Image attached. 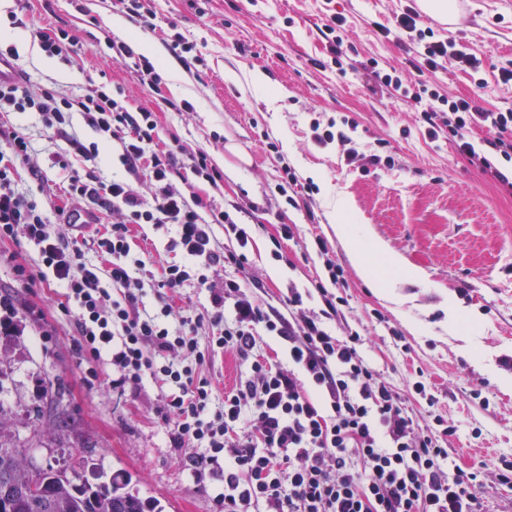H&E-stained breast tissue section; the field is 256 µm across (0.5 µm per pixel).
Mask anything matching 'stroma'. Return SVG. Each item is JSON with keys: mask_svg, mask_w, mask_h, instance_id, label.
<instances>
[{"mask_svg": "<svg viewBox=\"0 0 512 512\" xmlns=\"http://www.w3.org/2000/svg\"><path fill=\"white\" fill-rule=\"evenodd\" d=\"M410 0H334L345 18L344 42L354 48L345 72L329 64L321 33L322 0H146L145 13L129 16L121 0H0V50L10 48L32 92L84 95L98 86L123 87L128 111L155 112V148L172 137L203 147L224 173L223 208L238 205L235 218L258 230L248 248V269L263 287L260 299L278 303L289 287L313 288L326 279L325 259L343 270L340 288L350 307L333 325L335 334L358 330L363 358L406 397L420 423L428 407L412 385L423 381L455 432L448 462L480 471L476 494L483 512H512V486L499 479L502 460L512 461V193L487 180L446 140L431 141L416 112L401 99L368 91L364 65L402 67L408 51L381 38L372 21L390 23ZM421 25L463 44L480 59L478 76L456 62L431 80L452 96L480 91L486 109L512 108V85L498 70L512 59V0H456L454 26L424 14ZM67 32L70 56H48L40 35ZM184 36L196 45L188 60L170 44ZM133 47L149 42L162 76L143 85L131 62L116 60L109 41ZM484 78L476 89L475 78ZM192 111H183V103ZM348 117L359 155L347 160L340 143L318 144L313 123ZM14 126L37 151L50 183L65 174L53 158L64 136L48 132L37 116L14 114ZM392 157L395 165L369 166L368 155ZM300 183H313L308 206H288L275 186L283 167ZM294 236L274 245L278 227ZM346 225L362 244L381 241L403 263L422 270L416 284L386 272L391 298L361 278L336 235ZM324 238L328 256L316 252ZM134 256L148 268L183 263L166 230L135 229ZM42 269V256L26 239L0 243V296L18 312L19 343L5 378L0 407L12 430L28 439L36 422L40 381L63 386L68 427L60 440L40 439L37 464L78 471L86 477L129 478L141 498L163 512H216V481L197 482L183 465L186 449L171 447L170 426L159 410V384L143 379L120 392L99 387L73 343V317L61 306L56 285H25L15 264ZM460 315L448 323V301Z\"/></svg>", "mask_w": 512, "mask_h": 512, "instance_id": "obj_1", "label": "stroma"}]
</instances>
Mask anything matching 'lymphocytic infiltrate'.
Segmentation results:
<instances>
[{
  "instance_id": "1",
  "label": "lymphocytic infiltrate",
  "mask_w": 512,
  "mask_h": 512,
  "mask_svg": "<svg viewBox=\"0 0 512 512\" xmlns=\"http://www.w3.org/2000/svg\"><path fill=\"white\" fill-rule=\"evenodd\" d=\"M414 7L397 15L394 26L376 24L383 38L407 43L404 69H385L377 60L366 68L374 87L407 102L419 112L430 137L447 134L457 152L488 178L512 191V177L500 162H512V108L491 111L478 95L441 94L421 72L443 69L448 60L476 70L480 61L450 39L419 28ZM121 88L98 87L87 94L61 97L50 90L35 94L18 84L0 85V113L33 112L46 129L64 134L74 118L101 134L98 142L66 137L54 158L67 174L63 194L76 210L110 215L108 233L86 239L60 233L48 215L51 194L36 198L19 188L18 163L38 174L32 143L0 120V239L25 238L38 246L47 268L41 281L59 284L76 307L74 344L87 359L109 361L101 381L115 390L149 378L165 390L161 415L173 423L174 447L189 448L186 465L193 476L223 478L214 501L222 512H481L475 489L478 475L448 466L452 428L426 393L431 423H415L405 400L361 356L359 332L334 335L332 323L345 317L347 298L330 291L343 271L328 266V283H316L321 305L306 307L298 289L279 305L255 294L259 280L249 276L245 249L249 230L230 213L178 187L183 169L211 187L222 173L209 154L180 140L154 151L153 112L133 113L119 106ZM489 138L474 143L475 130ZM120 148L125 179L106 182L94 172L74 168V160H96L104 145ZM172 227L173 244L185 264L163 269L154 286L164 304L154 316L140 308L145 283L143 259L131 255L134 226ZM226 226L235 247L220 246L216 225ZM108 257L107 266L85 259L87 246ZM223 269L222 282L210 271ZM206 289L211 349H221L247 364L249 375L216 396L204 376L205 351L198 322L177 318L167 297L186 285ZM280 338L287 366L260 358L263 337Z\"/></svg>"
}]
</instances>
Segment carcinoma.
I'll return each mask as SVG.
<instances>
[{
	"instance_id": "carcinoma-1",
	"label": "carcinoma",
	"mask_w": 512,
	"mask_h": 512,
	"mask_svg": "<svg viewBox=\"0 0 512 512\" xmlns=\"http://www.w3.org/2000/svg\"><path fill=\"white\" fill-rule=\"evenodd\" d=\"M60 387L48 379L41 384L45 404L40 415L58 405ZM28 447L17 442L9 428L0 429V478L10 480L9 499L0 491L3 512H31L29 498L45 505L44 512H162L157 505L126 489V483L112 478L109 483L91 482L78 473L52 466L29 469L23 459Z\"/></svg>"
}]
</instances>
